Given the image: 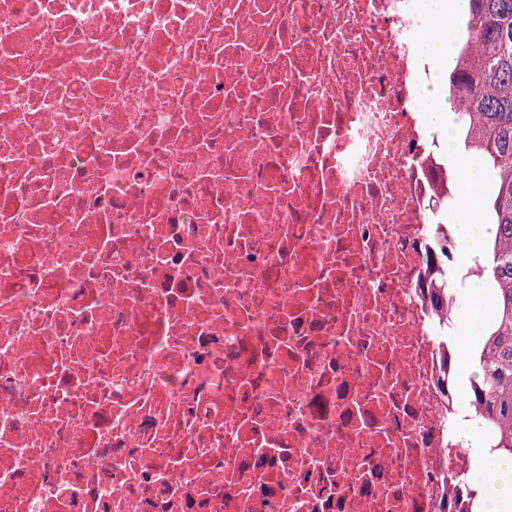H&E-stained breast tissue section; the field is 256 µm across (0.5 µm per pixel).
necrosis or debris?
<instances>
[{
	"mask_svg": "<svg viewBox=\"0 0 512 512\" xmlns=\"http://www.w3.org/2000/svg\"><path fill=\"white\" fill-rule=\"evenodd\" d=\"M417 0H0V512H473Z\"/></svg>",
	"mask_w": 512,
	"mask_h": 512,
	"instance_id": "necrosis-or-debris-1",
	"label": "necrosis or debris"
}]
</instances>
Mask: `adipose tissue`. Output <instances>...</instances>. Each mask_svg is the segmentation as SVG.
<instances>
[{"label":"adipose tissue","mask_w":512,"mask_h":512,"mask_svg":"<svg viewBox=\"0 0 512 512\" xmlns=\"http://www.w3.org/2000/svg\"><path fill=\"white\" fill-rule=\"evenodd\" d=\"M468 19V0H448L446 16L439 22L430 40L434 64L444 69L450 66L457 33ZM460 166L464 171L462 189L465 201L455 211L452 221L466 260L479 261L483 258L484 244L493 235L494 228L484 223L480 214L477 195V187L481 182L479 169L467 160L461 161ZM475 478L482 491L479 512H500L502 501L512 497V461L489 449H480Z\"/></svg>","instance_id":"ef3b65f1"}]
</instances>
